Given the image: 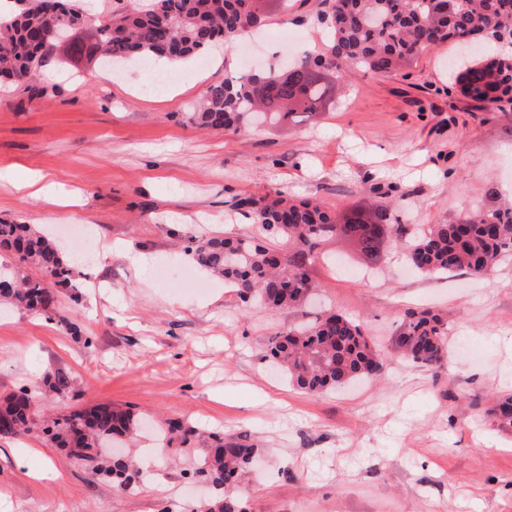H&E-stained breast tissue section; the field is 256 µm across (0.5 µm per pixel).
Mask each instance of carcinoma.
Wrapping results in <instances>:
<instances>
[{"mask_svg":"<svg viewBox=\"0 0 512 512\" xmlns=\"http://www.w3.org/2000/svg\"><path fill=\"white\" fill-rule=\"evenodd\" d=\"M13 19L0 22V80L31 81L62 36L86 23L80 7L61 0H20ZM318 19L327 31L323 50L307 54L284 69L271 67L259 77L248 69L230 72L207 87L192 120L202 128L236 133L243 120L286 121L297 112H324L346 92L357 72L386 75L408 69L425 52L444 44L460 46L497 30L512 39V0H318ZM263 21L260 0H147L138 9L116 10L106 24L95 25L97 51L105 64L130 59H189L222 43L225 50ZM448 91L481 106L512 105V56H483L460 72ZM253 223L266 244L243 237H205L187 247L204 269L224 278L239 299L252 300L270 312L304 304L318 288L310 270L323 256L322 247L353 231L384 228L403 242L404 256L418 272L433 276L466 269L475 276L491 272L512 257V203L477 209L446 224H428L408 235L385 206L368 214L354 210L340 216L317 200H297L278 193L269 202H253ZM369 269L383 258L382 245L371 234L353 238ZM16 264L0 267V301L41 312L54 299L50 284L68 282L71 269L47 234L27 224L0 222V253ZM39 269L40 276L27 273ZM448 321L432 310L404 313L393 351L420 368L433 370L445 354ZM272 360L298 389L321 394L354 380L380 376L385 355L363 326L341 312H331L310 326L280 333L270 349ZM491 417L512 427V392L497 398ZM43 431L71 456L93 463L102 450L118 448L138 421L108 404L94 405L43 421ZM36 425L32 398L25 391L0 400V437H14ZM257 449L218 439L199 462L196 477L217 494L207 512H239L230 491L253 466ZM112 475L122 489L139 483V472L115 460Z\"/></svg>","mask_w":512,"mask_h":512,"instance_id":"carcinoma-1","label":"carcinoma"}]
</instances>
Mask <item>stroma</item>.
Instances as JSON below:
<instances>
[{
    "label": "stroma",
    "instance_id": "obj_1",
    "mask_svg": "<svg viewBox=\"0 0 512 512\" xmlns=\"http://www.w3.org/2000/svg\"><path fill=\"white\" fill-rule=\"evenodd\" d=\"M259 60L319 49L313 0L269 8ZM454 50L423 55L412 76L356 74L343 104L285 125L203 131L190 114L248 52L215 48L176 81L142 62L118 72L56 46L30 82H0V222L58 227L72 268L54 316L0 309V397L29 389L40 417L94 404L129 410L171 442H128L148 479L112 482L111 455L72 459L42 430L0 439V512H201L214 489L191 474L215 438L258 450L235 492L247 512H512V429L488 415L512 390V258L488 276L409 270L393 240L376 279L351 241L316 264L310 304L277 314L240 301L205 270L178 280L200 236H257L240 198L275 192L336 211L396 204L403 224H443L512 194V108L449 94ZM52 80H45V73ZM38 173L80 198L64 206L16 190ZM448 311L446 353L428 372L394 354L410 308ZM338 310L387 353L382 376L320 395L293 387L266 357L272 340ZM69 386L49 389L57 372ZM195 434L183 441L180 430Z\"/></svg>",
    "mask_w": 512,
    "mask_h": 512
}]
</instances>
